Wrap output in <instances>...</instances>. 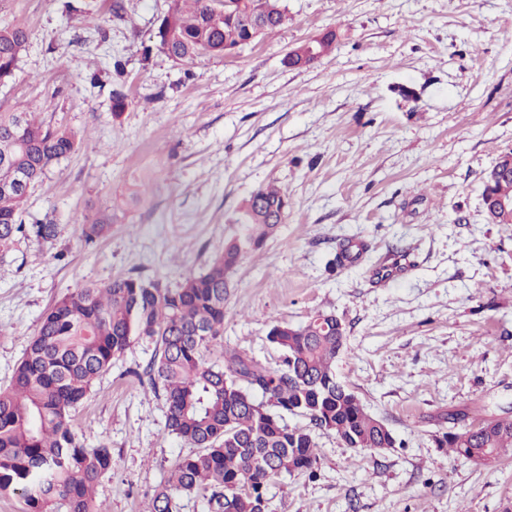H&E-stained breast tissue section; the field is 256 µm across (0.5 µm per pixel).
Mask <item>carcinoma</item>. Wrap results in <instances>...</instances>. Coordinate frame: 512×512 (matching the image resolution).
Instances as JSON below:
<instances>
[{"label":"carcinoma","instance_id":"obj_1","mask_svg":"<svg viewBox=\"0 0 512 512\" xmlns=\"http://www.w3.org/2000/svg\"><path fill=\"white\" fill-rule=\"evenodd\" d=\"M257 0H171L156 38L175 63L191 67L244 48L249 36L239 19ZM259 33L278 32L288 6ZM25 26H0V81L12 76L26 49ZM83 140L53 127L26 109L0 112V254L21 236L44 241L56 225L22 223L31 191L46 173L80 149ZM286 192L259 187L240 207L237 233L207 270L174 288L158 279L115 278L87 284L41 316L8 387L0 388V497L19 494L26 512H106L96 503L99 479L112 471V449L85 448L70 425L72 411L95 381L124 353L133 336L153 345L145 367L151 390L167 404L166 428L192 451L167 471L145 512H174L177 495H196L207 512H268L270 487L295 473H312L318 462L316 432L332 433L358 452L396 446L385 423L336 376L344 344L336 316L318 312L299 325L276 323L269 342L281 365L224 349V303L233 269L243 255L274 236ZM116 211L100 210L81 224L87 244L104 237ZM309 426H291L286 415ZM441 448L484 464L512 454V416L480 419L442 433Z\"/></svg>","mask_w":512,"mask_h":512}]
</instances>
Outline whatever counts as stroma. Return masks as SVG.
I'll use <instances>...</instances> for the list:
<instances>
[{
	"instance_id": "stroma-1",
	"label": "stroma",
	"mask_w": 512,
	"mask_h": 512,
	"mask_svg": "<svg viewBox=\"0 0 512 512\" xmlns=\"http://www.w3.org/2000/svg\"><path fill=\"white\" fill-rule=\"evenodd\" d=\"M72 2L69 14L63 0H0V25L29 29L0 110L85 139L26 206L25 224L52 222L55 239L0 256V386L56 301L91 282L173 287L204 272L243 201L273 183L286 220L232 274L224 345L275 367L271 325L335 314L336 374L398 445L372 455L317 434L315 474L285 476L270 512H512V457L477 465L433 439L449 411L512 412V224L488 223L482 202L485 171L512 152V0H286L276 35L190 68L156 45L168 0ZM327 29L329 55L285 65ZM116 205L118 224L85 244L84 217ZM354 241L360 258L329 267ZM402 253L404 277L372 278ZM150 355L133 340L72 417L79 443L112 450L106 512H142L188 452L136 376Z\"/></svg>"
}]
</instances>
